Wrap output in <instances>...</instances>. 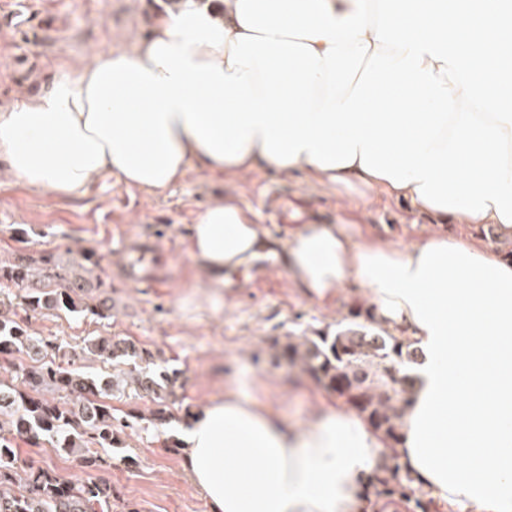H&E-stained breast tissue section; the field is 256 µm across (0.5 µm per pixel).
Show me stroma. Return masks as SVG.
Instances as JSON below:
<instances>
[{
  "mask_svg": "<svg viewBox=\"0 0 512 512\" xmlns=\"http://www.w3.org/2000/svg\"><path fill=\"white\" fill-rule=\"evenodd\" d=\"M176 0H0V15L29 16L27 33L0 28V107L47 90L55 78L77 77L95 53L131 47L148 36L155 20ZM233 196L265 226L274 266L255 271L245 264L226 273L216 288L189 254L188 229L199 213L223 196ZM301 224H362L392 241L410 242L436 227L385 194L337 191L302 175L275 173L224 178L190 169L166 193L151 195L112 176L78 197L36 190L0 174V259L54 255L71 264L80 250L99 258L96 276L108 281L110 318L64 310L32 311L7 306L9 315L36 336L79 346L95 336H120L150 350L156 362L179 369L170 420L151 422L154 405L133 388L108 402L129 429L122 445L100 452L104 466L85 469L78 454L20 443V462L48 466L66 481L103 478L112 484V508L135 505L137 512H209L191 487L176 444L190 415L228 384L308 427L312 403L323 390L299 368L276 358L275 343L336 324L357 306L361 291L348 285L337 298L318 303L293 288L285 272L284 240ZM130 241L152 236L173 256L166 283L130 288L120 278L125 258L113 233Z\"/></svg>",
  "mask_w": 512,
  "mask_h": 512,
  "instance_id": "35a3bbf8",
  "label": "stroma"
}]
</instances>
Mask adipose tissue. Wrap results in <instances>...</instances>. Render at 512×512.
I'll use <instances>...</instances> for the list:
<instances>
[{
  "instance_id": "obj_1",
  "label": "adipose tissue",
  "mask_w": 512,
  "mask_h": 512,
  "mask_svg": "<svg viewBox=\"0 0 512 512\" xmlns=\"http://www.w3.org/2000/svg\"><path fill=\"white\" fill-rule=\"evenodd\" d=\"M0 162L65 195L105 174L158 194L192 167L300 172L512 233V0H179L141 44L1 112ZM266 236L227 197L199 214L191 255L220 285ZM285 262L321 303L360 284L417 350L398 446L416 486L454 512H512V258L304 224ZM384 453L338 400L300 429L229 387L190 420L181 465L210 512H360Z\"/></svg>"
}]
</instances>
